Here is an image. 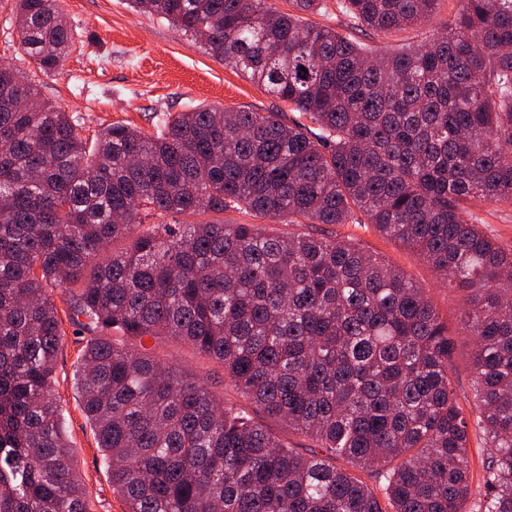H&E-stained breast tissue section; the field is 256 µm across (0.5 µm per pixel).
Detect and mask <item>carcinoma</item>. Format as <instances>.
Instances as JSON below:
<instances>
[{
	"label": "carcinoma",
	"instance_id": "carcinoma-1",
	"mask_svg": "<svg viewBox=\"0 0 512 512\" xmlns=\"http://www.w3.org/2000/svg\"><path fill=\"white\" fill-rule=\"evenodd\" d=\"M15 0L34 67L73 31ZM448 33L377 56L268 0H129L299 112L199 107L146 135L78 118L0 66V512H88L55 395L64 336L88 335L81 408L126 512H468L457 335L423 289L354 243L259 224H373L471 296L478 512H512V252L467 220L512 204V0H460ZM439 0H337L386 35ZM124 243L117 249L115 244ZM190 345L241 402L157 358ZM265 420L316 443L289 446ZM384 479L378 498L352 469ZM219 216H224V222H234L237 224H263V226L269 231L273 230L285 233H288V230L291 231V226L288 227V224H281L278 220L259 219L244 213H239L238 211L224 212V215Z\"/></svg>",
	"mask_w": 512,
	"mask_h": 512
}]
</instances>
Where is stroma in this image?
<instances>
[{"label": "stroma", "instance_id": "35a3bbf8", "mask_svg": "<svg viewBox=\"0 0 512 512\" xmlns=\"http://www.w3.org/2000/svg\"><path fill=\"white\" fill-rule=\"evenodd\" d=\"M59 5L82 38L58 72L39 73L20 50L13 0H0V63L30 74L42 97L79 117L86 136H94L115 122L152 134L163 114L200 106L278 111L288 119L293 116L287 103L206 54L197 41L166 20L135 11L128 0H59ZM458 8V0H440L435 17L428 22L385 35L370 30L354 34L359 43L376 54L414 47L443 34ZM470 211L491 239L512 251V206L477 202ZM308 230L360 244L424 289L433 306L447 316L449 326L460 333L453 360V387L465 413H472L473 346L461 334L467 312L463 293L444 288L438 273L423 256L382 234L375 225L312 224ZM64 330L55 393L64 409V430L76 453L90 512H126L125 502L112 491L109 471L83 416L74 385V373L87 337L69 323ZM156 353L166 362L207 378L209 389L219 399L236 401L223 370L200 358L188 345L162 341Z\"/></svg>", "mask_w": 512, "mask_h": 512}]
</instances>
